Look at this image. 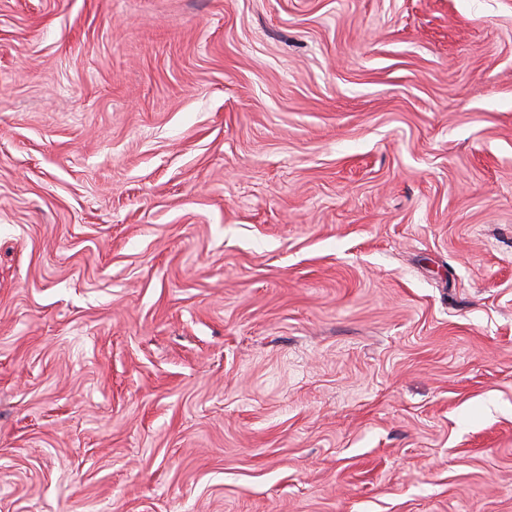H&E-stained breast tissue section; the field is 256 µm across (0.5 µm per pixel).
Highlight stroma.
I'll use <instances>...</instances> for the list:
<instances>
[{
  "label": "stroma",
  "mask_w": 512,
  "mask_h": 512,
  "mask_svg": "<svg viewBox=\"0 0 512 512\" xmlns=\"http://www.w3.org/2000/svg\"><path fill=\"white\" fill-rule=\"evenodd\" d=\"M0 512H512V0H0Z\"/></svg>",
  "instance_id": "obj_1"
}]
</instances>
